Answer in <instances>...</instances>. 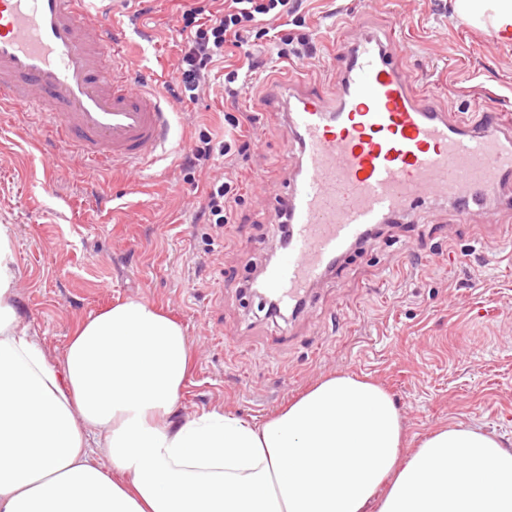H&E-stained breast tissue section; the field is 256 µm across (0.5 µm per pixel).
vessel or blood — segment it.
I'll list each match as a JSON object with an SVG mask.
<instances>
[{"instance_id": "b4317fda", "label": "vessel or blood", "mask_w": 512, "mask_h": 512, "mask_svg": "<svg viewBox=\"0 0 512 512\" xmlns=\"http://www.w3.org/2000/svg\"><path fill=\"white\" fill-rule=\"evenodd\" d=\"M121 43L98 0H0V110L37 112L93 167L175 153L173 105L157 85L132 87ZM334 63L328 91L282 96L297 174L277 212L287 244L263 287L294 312L351 248L421 201L453 202L461 223L491 201L512 214V126L497 112L441 111L373 34L339 43Z\"/></svg>"}]
</instances>
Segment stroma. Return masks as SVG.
Here are the masks:
<instances>
[{"label": "stroma", "mask_w": 512, "mask_h": 512, "mask_svg": "<svg viewBox=\"0 0 512 512\" xmlns=\"http://www.w3.org/2000/svg\"><path fill=\"white\" fill-rule=\"evenodd\" d=\"M190 0H116L112 14L135 45L134 76L171 81L181 36L175 20ZM319 49L302 62L304 83L326 89L333 37L397 24V58L439 107L474 112L483 104L512 121V42L459 24L448 0H303ZM356 15L357 26L340 18ZM247 72L244 48L226 45L225 71H238L235 101L215 82L196 102L177 105V140L205 128L224 135V112L245 113L249 150L234 167L243 196L230 224L194 215L223 160L187 174L181 154L149 170L84 169L62 152L50 167L27 116L0 112V224L11 225L20 279L18 306L49 359L60 361L75 326L116 299L162 309L186 329L194 359L180 417L221 410L263 422L321 377L369 378L393 396L407 450L430 431L469 424L512 444V219L493 206L456 221L453 205L429 201L384 227L338 274L313 289L308 312L281 319L259 312L240 285L278 239L277 196L294 169L284 159V117L268 100L289 83L286 60L264 52ZM110 203L100 208L96 194ZM498 263H487L490 252Z\"/></svg>", "instance_id": "1"}]
</instances>
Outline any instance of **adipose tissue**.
I'll use <instances>...</instances> for the list:
<instances>
[{
	"label": "adipose tissue",
	"mask_w": 512,
	"mask_h": 512,
	"mask_svg": "<svg viewBox=\"0 0 512 512\" xmlns=\"http://www.w3.org/2000/svg\"><path fill=\"white\" fill-rule=\"evenodd\" d=\"M453 18L512 41V0H450ZM0 224V512H512V449L452 424L405 451L391 395L322 379L260 423L179 419L185 329L119 300L82 320L52 363L17 309Z\"/></svg>",
	"instance_id": "ef3b65f1"
}]
</instances>
